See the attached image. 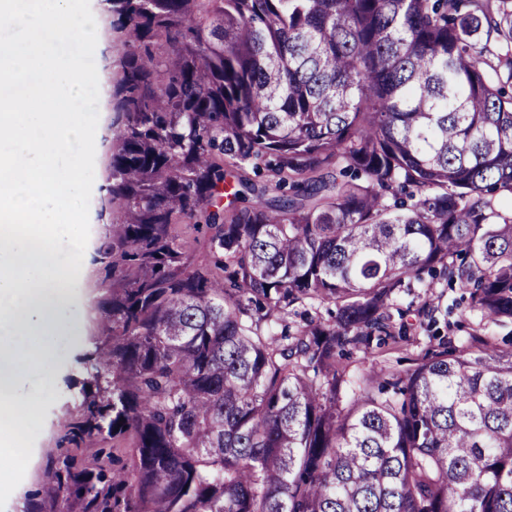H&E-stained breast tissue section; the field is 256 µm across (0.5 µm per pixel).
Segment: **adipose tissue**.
<instances>
[{"label":"adipose tissue","mask_w":512,"mask_h":512,"mask_svg":"<svg viewBox=\"0 0 512 512\" xmlns=\"http://www.w3.org/2000/svg\"><path fill=\"white\" fill-rule=\"evenodd\" d=\"M19 24L21 41L4 38ZM101 31L100 13L77 0H0V412L14 419L0 430L4 449L44 405L25 382L77 323L69 290L86 257L61 262L68 243L56 227L86 220L89 187L76 174L101 137L85 96L101 103L109 92L86 66Z\"/></svg>","instance_id":"1"}]
</instances>
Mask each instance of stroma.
Returning a JSON list of instances; mask_svg holds the SVG:
<instances>
[{
  "mask_svg": "<svg viewBox=\"0 0 512 512\" xmlns=\"http://www.w3.org/2000/svg\"><path fill=\"white\" fill-rule=\"evenodd\" d=\"M86 205V222L71 225L69 233L73 250L92 253L104 231L99 217L101 194L90 193ZM97 279L98 271L94 265H86L81 269L74 288L80 326L89 336L98 335L100 331L97 306L101 292L97 288ZM426 304L442 308L436 325H428L417 315L418 309ZM392 318L394 325L405 327V340L383 345L367 358L354 355L347 361L350 370L357 372L373 367L408 369L414 359L429 347L430 338L434 335L451 337L457 346L466 343L473 334L492 336L502 340L505 347H512V322L492 323L479 313L470 311L468 294L459 287L438 288L431 292L421 287L413 288L397 299ZM55 350L54 360L47 366L34 369L28 383L29 390L47 395L40 416L29 422L25 439L19 446L10 448L8 454H0V465L20 470V494L24 497L39 494L43 489L47 453L56 447L64 433V424L77 394L76 383L83 376V367L78 361L83 349L76 345L73 336L56 337Z\"/></svg>",
  "mask_w": 512,
  "mask_h": 512,
  "instance_id": "obj_1",
  "label": "stroma"
}]
</instances>
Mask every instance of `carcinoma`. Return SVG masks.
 Instances as JSON below:
<instances>
[{"instance_id": "cac0c4a2", "label": "carcinoma", "mask_w": 512, "mask_h": 512, "mask_svg": "<svg viewBox=\"0 0 512 512\" xmlns=\"http://www.w3.org/2000/svg\"><path fill=\"white\" fill-rule=\"evenodd\" d=\"M107 2L120 216L66 438L130 465L59 451L23 512H512V351L336 365L426 272L512 320V0ZM174 228L180 235L187 238L196 262L203 265L208 263L210 260L209 236L194 232L187 224H177Z\"/></svg>"}]
</instances>
